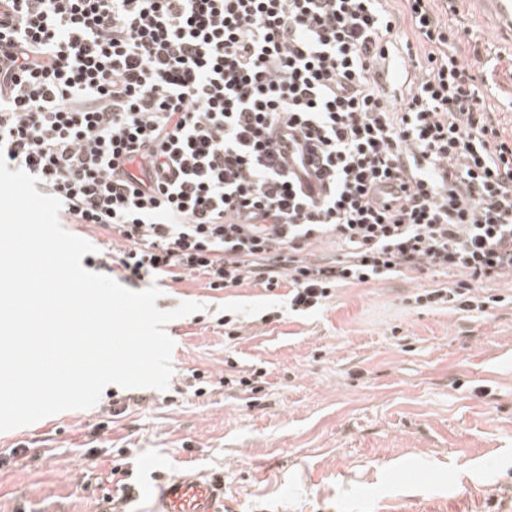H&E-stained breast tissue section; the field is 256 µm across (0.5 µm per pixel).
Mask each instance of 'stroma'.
I'll return each mask as SVG.
<instances>
[{
  "label": "stroma",
  "mask_w": 512,
  "mask_h": 512,
  "mask_svg": "<svg viewBox=\"0 0 512 512\" xmlns=\"http://www.w3.org/2000/svg\"><path fill=\"white\" fill-rule=\"evenodd\" d=\"M462 33L459 59L496 89L512 127V35L471 0H435ZM437 273L346 285L320 311L288 312V291L244 282L163 281L156 306L204 304L170 322L167 391L114 415L110 385L87 410L0 433V512H113L111 487L138 488L186 467L224 477L231 512H367L386 500L420 512H502L512 500V303L483 317L409 298ZM277 311L276 321L261 316ZM243 317L225 336L219 320ZM264 372L256 392L224 374ZM208 375L203 396L191 373ZM158 464L146 471L145 461Z\"/></svg>",
  "instance_id": "obj_1"
}]
</instances>
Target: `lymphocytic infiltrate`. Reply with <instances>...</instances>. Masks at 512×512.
<instances>
[{"mask_svg":"<svg viewBox=\"0 0 512 512\" xmlns=\"http://www.w3.org/2000/svg\"><path fill=\"white\" fill-rule=\"evenodd\" d=\"M403 2L429 50L399 92L385 72L413 41L382 0H0V156L106 235L88 265L134 285L286 283L305 313L343 285L455 271L415 303L487 313L484 283L512 277V132L457 29Z\"/></svg>","mask_w":512,"mask_h":512,"instance_id":"obj_1","label":"lymphocytic infiltrate"}]
</instances>
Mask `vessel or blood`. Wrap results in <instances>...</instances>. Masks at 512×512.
<instances>
[{"instance_id":"obj_1","label":"vessel or blood","mask_w":512,"mask_h":512,"mask_svg":"<svg viewBox=\"0 0 512 512\" xmlns=\"http://www.w3.org/2000/svg\"><path fill=\"white\" fill-rule=\"evenodd\" d=\"M500 28L512 29V0H483ZM145 493L152 512H224V478L218 474L179 472L159 477Z\"/></svg>"}]
</instances>
